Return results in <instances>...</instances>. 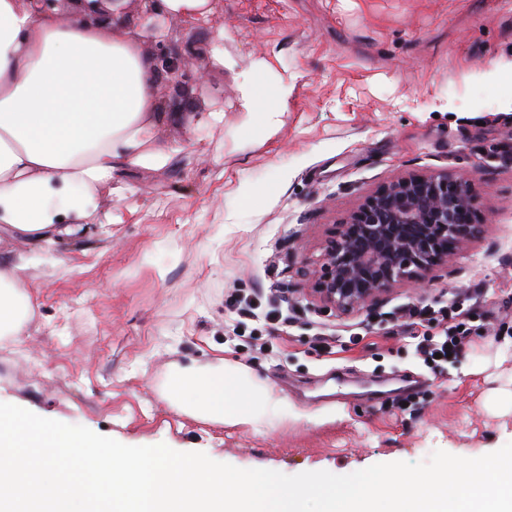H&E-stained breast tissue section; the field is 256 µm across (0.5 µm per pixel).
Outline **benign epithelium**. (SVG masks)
<instances>
[{
    "instance_id": "1",
    "label": "benign epithelium",
    "mask_w": 512,
    "mask_h": 512,
    "mask_svg": "<svg viewBox=\"0 0 512 512\" xmlns=\"http://www.w3.org/2000/svg\"><path fill=\"white\" fill-rule=\"evenodd\" d=\"M97 19L114 0H79ZM478 199L463 175L411 174L381 186L339 225L305 270L307 295L350 313L392 288L451 263L480 230Z\"/></svg>"
}]
</instances>
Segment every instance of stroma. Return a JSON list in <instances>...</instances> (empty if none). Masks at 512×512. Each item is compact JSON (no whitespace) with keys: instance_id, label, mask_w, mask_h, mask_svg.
Wrapping results in <instances>:
<instances>
[{"instance_id":"1","label":"stroma","mask_w":512,"mask_h":512,"mask_svg":"<svg viewBox=\"0 0 512 512\" xmlns=\"http://www.w3.org/2000/svg\"><path fill=\"white\" fill-rule=\"evenodd\" d=\"M199 26L157 0L155 67L191 55L181 84L159 79L161 167L121 169L72 235L24 258L34 312L0 341V402L129 446L166 444L241 469L346 475L437 450L477 458L512 442L498 388L512 340V0H209ZM267 57L295 84L277 136L254 142L236 75ZM467 173L484 225L457 261L351 313L305 295L301 268L333 226L408 173ZM121 223H113V213ZM280 308L239 325L250 289ZM465 288L468 344L440 371L419 356L423 326L400 308ZM273 398L216 424L164 393L178 366L218 362ZM420 379L410 402L393 381Z\"/></svg>"}]
</instances>
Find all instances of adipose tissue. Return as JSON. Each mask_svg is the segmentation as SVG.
I'll return each instance as SVG.
<instances>
[{"mask_svg":"<svg viewBox=\"0 0 512 512\" xmlns=\"http://www.w3.org/2000/svg\"><path fill=\"white\" fill-rule=\"evenodd\" d=\"M147 29L116 34L36 13L31 0H0V226L36 247L52 244L60 218L77 224L99 189L124 167L164 165L151 151L158 135L159 74L138 48ZM247 128L274 136L294 85L266 57L237 75ZM22 263H0V340L32 313ZM166 393L192 414L219 424L252 417L268 402L233 366L176 368Z\"/></svg>","mask_w":512,"mask_h":512,"instance_id":"adipose-tissue-1","label":"adipose tissue"}]
</instances>
